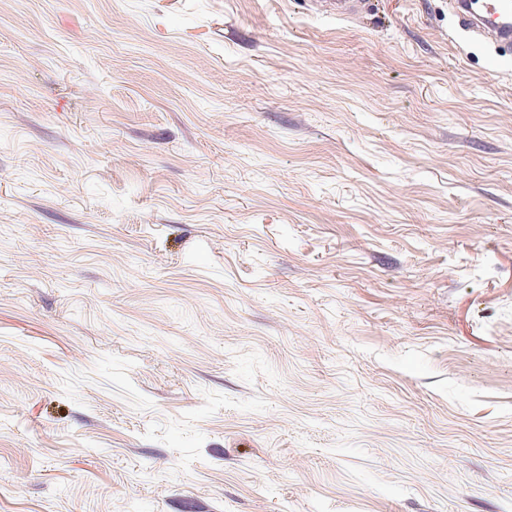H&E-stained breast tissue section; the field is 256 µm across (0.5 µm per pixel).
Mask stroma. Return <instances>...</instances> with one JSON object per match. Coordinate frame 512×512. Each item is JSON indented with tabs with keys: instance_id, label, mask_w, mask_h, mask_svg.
<instances>
[{
	"instance_id": "obj_1",
	"label": "stroma",
	"mask_w": 512,
	"mask_h": 512,
	"mask_svg": "<svg viewBox=\"0 0 512 512\" xmlns=\"http://www.w3.org/2000/svg\"><path fill=\"white\" fill-rule=\"evenodd\" d=\"M372 3L0 0V512H512V45Z\"/></svg>"
}]
</instances>
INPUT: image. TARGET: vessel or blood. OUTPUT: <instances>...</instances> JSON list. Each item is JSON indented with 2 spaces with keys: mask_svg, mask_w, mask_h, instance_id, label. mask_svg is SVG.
<instances>
[{
  "mask_svg": "<svg viewBox=\"0 0 512 512\" xmlns=\"http://www.w3.org/2000/svg\"><path fill=\"white\" fill-rule=\"evenodd\" d=\"M321 10L347 18L357 13L361 0H319ZM460 28L477 38L496 43L512 42V0H448Z\"/></svg>",
  "mask_w": 512,
  "mask_h": 512,
  "instance_id": "vessel-or-blood-1",
  "label": "vessel or blood"
}]
</instances>
